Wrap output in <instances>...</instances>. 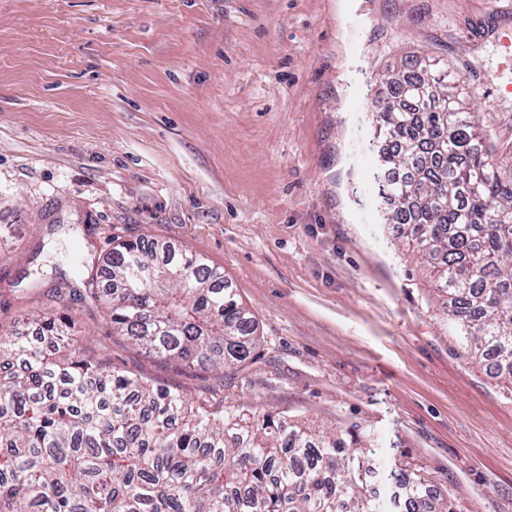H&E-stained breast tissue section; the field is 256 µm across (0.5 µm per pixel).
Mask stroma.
Instances as JSON below:
<instances>
[{
  "instance_id": "stroma-1",
  "label": "stroma",
  "mask_w": 512,
  "mask_h": 512,
  "mask_svg": "<svg viewBox=\"0 0 512 512\" xmlns=\"http://www.w3.org/2000/svg\"><path fill=\"white\" fill-rule=\"evenodd\" d=\"M409 55L512 110L495 0H0V325L75 311L114 369L370 427L382 499L406 465L453 512H512V384L464 355L383 224L370 114ZM117 238L223 268L253 360L166 364L114 331L73 259Z\"/></svg>"
}]
</instances>
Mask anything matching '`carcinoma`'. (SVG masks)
<instances>
[{
	"label": "carcinoma",
	"instance_id": "obj_1",
	"mask_svg": "<svg viewBox=\"0 0 512 512\" xmlns=\"http://www.w3.org/2000/svg\"><path fill=\"white\" fill-rule=\"evenodd\" d=\"M465 78L420 60L391 78L374 136L395 143L376 177L440 310L474 361L512 384V112L468 111ZM112 287L83 276L84 300L166 362L239 367L260 339L224 272L186 250L124 241ZM35 335L0 330V512H386L367 489L372 433L317 431L262 409L193 401L114 370L72 338L75 316L43 311ZM406 512H451L430 477L398 470Z\"/></svg>",
	"mask_w": 512,
	"mask_h": 512
}]
</instances>
